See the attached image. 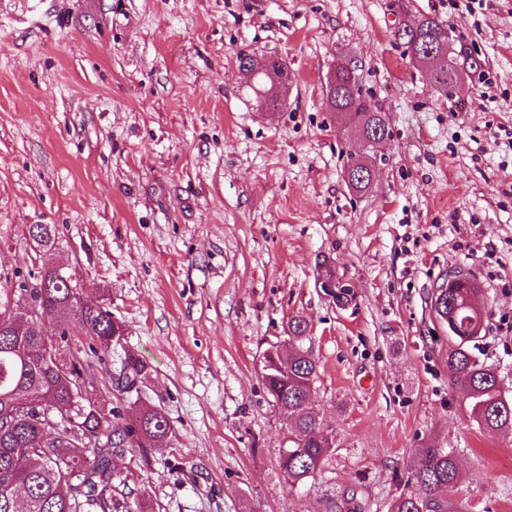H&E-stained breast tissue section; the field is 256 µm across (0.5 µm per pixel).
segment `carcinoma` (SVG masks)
Instances as JSON below:
<instances>
[{"instance_id": "obj_1", "label": "carcinoma", "mask_w": 512, "mask_h": 512, "mask_svg": "<svg viewBox=\"0 0 512 512\" xmlns=\"http://www.w3.org/2000/svg\"><path fill=\"white\" fill-rule=\"evenodd\" d=\"M403 44L410 60L435 44L448 47V30L434 17L420 15L401 21ZM448 70L435 78V88L448 92V76L458 72V56L448 54ZM240 68L255 74L250 85L256 99L279 108L280 97L269 94L266 70L280 61L241 52ZM327 104L344 114L358 134L374 130L390 135L382 108L366 96L358 80L340 60L334 88L326 90ZM59 235L56 224H33L30 236L36 246L52 250ZM16 293L14 302L0 303V512H112V479L124 467L126 453L165 441L173 434L166 414L155 407L132 411H108L82 402L81 388L91 377L78 359L60 358L62 344L72 321L89 337L93 354L119 342L122 326L106 306L85 307L70 273L60 277L53 265H45L17 282L6 281ZM47 306L60 322L57 330L41 332L32 324L17 323L26 307ZM479 316L456 317L449 332L457 346L448 350V377L469 400L472 419L489 431L512 430V394L498 371L479 363L465 337L483 331ZM268 395L288 421V453H279V466L288 483L297 486L315 479L331 456L334 444L322 437L319 412L311 402L318 365L309 351L293 348L288 367L263 365ZM145 372L144 363L129 355L123 362L118 388L137 389ZM83 443L85 453L74 448ZM420 463L407 483L419 485L425 494H403L395 512H448V490L460 479L455 452L431 446L419 452Z\"/></svg>"}]
</instances>
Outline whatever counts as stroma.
Wrapping results in <instances>:
<instances>
[{
  "instance_id": "obj_1",
  "label": "stroma",
  "mask_w": 512,
  "mask_h": 512,
  "mask_svg": "<svg viewBox=\"0 0 512 512\" xmlns=\"http://www.w3.org/2000/svg\"><path fill=\"white\" fill-rule=\"evenodd\" d=\"M423 14L464 62L447 95L394 38ZM242 51L286 62L279 110L258 107ZM342 54L391 133L365 193L344 183L359 144L325 97ZM33 224L58 225L54 250ZM44 262L123 324L86 400L146 402L173 426L128 453L116 504L391 512L435 445L461 469L448 512H512V431L469 419L431 303L450 271L475 275L471 352L512 391V0H0V275ZM294 316L336 435L297 487L261 366ZM128 354L147 373L124 395L111 377Z\"/></svg>"
}]
</instances>
